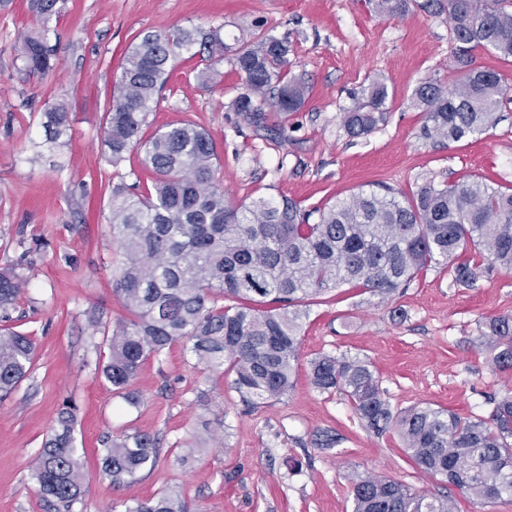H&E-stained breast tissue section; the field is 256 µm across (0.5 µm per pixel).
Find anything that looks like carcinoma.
<instances>
[{
	"mask_svg": "<svg viewBox=\"0 0 512 512\" xmlns=\"http://www.w3.org/2000/svg\"><path fill=\"white\" fill-rule=\"evenodd\" d=\"M62 7L63 0H30L41 29L22 38L27 71L54 69L47 24ZM421 7L448 15L461 77L450 86L435 79L415 88L411 103L425 116L420 134L441 145L479 136L497 122L512 88L475 65L473 51L512 58V0H424ZM375 8L398 14L408 0H375ZM194 46L207 62L231 54L242 75L232 108L256 127H267L266 109L286 116L307 99L304 80L288 71L285 37L263 35L233 48L218 28H176L146 32L128 49L105 116L108 162L116 167L136 150L155 174L144 190L124 180L113 184L108 199V233L120 247L112 287L129 317L106 334L109 358L101 373L128 405L139 404L130 386L142 364L180 341L203 369L233 373L232 388L247 406L277 400L293 386L302 320L325 291L353 284L389 298L434 265L448 268L452 282L464 287L492 267L512 270V193L479 178L430 180L409 197L391 188L360 191L313 210L287 197L230 203L216 183V148L204 130L181 124L144 137L174 61ZM388 98L387 85L373 82L366 98L343 112L346 132L359 137L376 128ZM43 117L47 141L63 144L67 104L54 103ZM469 247L481 261L462 258ZM23 286L14 269L0 270L1 311L15 304ZM482 346L496 369L511 370L512 317L490 319ZM34 351L30 337L0 328V400L27 376ZM312 376L319 389L344 390L375 434L397 430L424 473L485 503L512 498V392L494 402L488 423L428 405L395 413L360 361L324 355L312 363ZM76 424L75 408L63 406L30 466L41 495L63 512H73L84 494ZM157 462L158 441L150 434L104 440L101 468L114 486L136 482ZM352 497L353 512H452L446 497L430 499L371 474L353 480ZM125 512L196 509L167 489L132 501Z\"/></svg>",
	"mask_w": 512,
	"mask_h": 512,
	"instance_id": "carcinoma-1",
	"label": "carcinoma"
}]
</instances>
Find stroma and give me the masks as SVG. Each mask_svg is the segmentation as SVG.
<instances>
[{
  "label": "stroma",
  "instance_id": "stroma-1",
  "mask_svg": "<svg viewBox=\"0 0 512 512\" xmlns=\"http://www.w3.org/2000/svg\"><path fill=\"white\" fill-rule=\"evenodd\" d=\"M36 27L29 0L0 11V268L14 267L26 281L0 327L37 345L29 376L0 401V512H53L30 465L66 402L76 408L83 462L85 494L75 512H124L127 502L171 487L200 512H353L351 481L365 473L452 497L453 512H512L510 501L485 503L424 475L397 431L374 434L344 391L311 381L321 355L359 360L393 411L427 403L489 419L495 399L512 390V371L494 368L480 336L491 318L512 316V270L464 287L433 267L388 299L351 285L322 294L302 324L291 391L254 409L240 402L232 374L202 373L180 343L145 362L132 383L140 403L128 406L101 375L109 350L87 323L92 311L106 325L125 313L112 291L119 247L105 223L108 183L116 172L145 188L155 179L138 155L116 168L105 159L111 87L142 33L211 27L229 45L259 32L288 38L290 70L309 92L285 137L232 110L242 78L227 58L204 87L194 79L200 57L183 54L149 118L153 131L180 122L205 128L220 157L215 176L235 203L287 196L310 208L378 184L408 196L424 181L468 175L512 188V103L477 137L437 145L419 136L415 87L459 77L447 15L414 4L382 15L373 0H66L48 23L57 60L45 76L26 72L17 52L20 34ZM376 80L391 94L387 119L350 137L342 116ZM62 98L70 136L50 149L43 113ZM38 239L45 249L34 250ZM205 421L213 441L183 462L185 442ZM135 432L159 438V463L114 488L101 471V441ZM322 434L333 436L331 447H317Z\"/></svg>",
  "mask_w": 512,
  "mask_h": 512
}]
</instances>
